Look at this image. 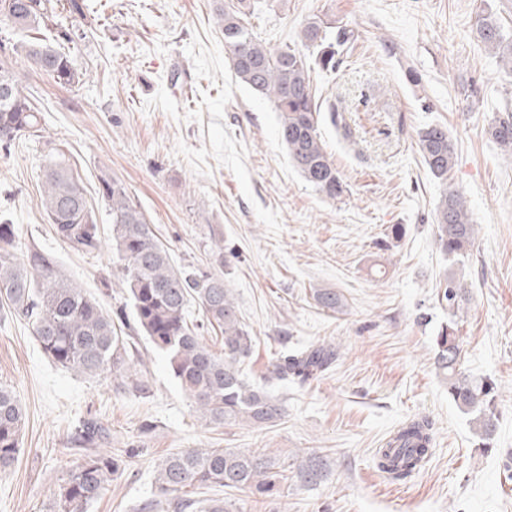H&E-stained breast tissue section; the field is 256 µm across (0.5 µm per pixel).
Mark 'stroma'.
<instances>
[{
  "instance_id": "stroma-1",
  "label": "stroma",
  "mask_w": 512,
  "mask_h": 512,
  "mask_svg": "<svg viewBox=\"0 0 512 512\" xmlns=\"http://www.w3.org/2000/svg\"><path fill=\"white\" fill-rule=\"evenodd\" d=\"M236 0H90L98 21L71 50L79 84L63 87L20 56L0 54L41 117L40 135L0 151V221L15 225L20 259L51 254L65 278L103 310L127 299L110 239L91 255L57 240L42 206L49 154H64L97 222L111 218L101 177L124 183L176 266L216 273L233 288L256 346L246 367L266 375L280 351L321 343L340 356L319 379L274 383L285 415L261 429L199 419L165 354L146 339L141 392L112 375L54 364L23 322L0 318V386L26 413L20 456L0 482V512H52L66 469L85 451L80 421L108 430L104 448L139 449L88 512H137L156 465L186 448H262L288 456L319 448L331 462L320 485L289 475L266 494L227 491L231 512H512V157L489 134L512 113V69L476 31L491 13L512 33V0H250L245 19L273 51H305L313 16L354 38L333 72L312 68L322 112L338 108L354 132L320 133L345 185L335 200L300 175L267 98L234 76L220 8ZM448 129L457 148L452 184L477 232L467 257L435 241L442 187L426 167L418 131ZM402 225L393 240V225ZM465 285L458 315L462 367L497 386L496 429L482 445L448 398L434 365L448 315L435 305L447 274ZM343 295L328 313L313 292ZM428 419L434 451L411 478L390 481L375 452L404 422Z\"/></svg>"
}]
</instances>
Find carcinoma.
<instances>
[{
    "label": "carcinoma",
    "instance_id": "obj_1",
    "mask_svg": "<svg viewBox=\"0 0 512 512\" xmlns=\"http://www.w3.org/2000/svg\"><path fill=\"white\" fill-rule=\"evenodd\" d=\"M62 10L74 24H59L52 0H0V25L20 33H37L29 39L0 40V51L24 57L30 66L56 83L80 82V72L65 46L86 38L82 22L88 19L86 0H64ZM244 12L232 6L216 15L230 53L235 78L254 93L273 102L280 114L279 133L288 155L302 177L318 192L336 199L344 192L343 180L321 140L320 107L310 80L307 57L295 50L274 52L259 42L245 25ZM45 30L51 36L40 38ZM476 30L489 47L502 51V61L512 68V38L491 16H478ZM353 37L314 16L302 31L304 43L318 48L314 59L322 70L339 66V48ZM41 131L40 116L29 95L11 72L0 68V148ZM489 133L500 149L512 156V113L495 119ZM420 151L430 173L443 186L436 212V242L450 257L465 256L473 246L476 229L466 201L448 183L456 164V147L448 129L439 124L418 132ZM42 205L54 236L71 250L93 254L101 247L100 224L86 198L79 176L58 155L50 156L43 173ZM99 194L112 216V252L121 266L138 330L153 348L164 353L173 377L190 399L200 418L209 424L272 426L285 415L282 402L264 387L249 383L244 364L254 351V337L238 315V305L224 278L175 267L170 254L156 238L144 213L118 179L103 178ZM15 225L0 224V301L5 314L25 322L45 354L57 365L87 376L112 373L133 390L146 388L137 370L141 355L133 337L124 335V313L105 312L83 288L60 275L53 260L34 252L29 264L17 260ZM323 309L344 307L343 296L330 288L314 290ZM465 287L453 276L444 278L436 302L448 311V325L436 337L435 365L448 386V397L467 414H476L480 436L490 438L495 429V388L487 380L465 375L460 339L455 329ZM198 305L201 323L189 318V306ZM210 327L223 335L224 348L213 351L200 329ZM330 345L285 351L272 363L270 378L305 385L320 378L337 360ZM24 412L15 392L0 387V481L14 472L20 454ZM102 426L87 422L77 430L81 443L94 446L103 437ZM433 435L426 419H412L398 427L376 451L378 468L392 481H404L418 472L431 454ZM138 455L132 448L126 458L88 453L61 478L55 494V512H87L112 481L123 474L127 460ZM297 478L306 486L320 484L329 473L326 455L307 449L295 455ZM288 479V465L271 453L237 448H187L171 453L155 470L154 498L140 512H185L186 501L171 503L168 495L188 486L200 489H250L267 493Z\"/></svg>",
    "mask_w": 512,
    "mask_h": 512
}]
</instances>
